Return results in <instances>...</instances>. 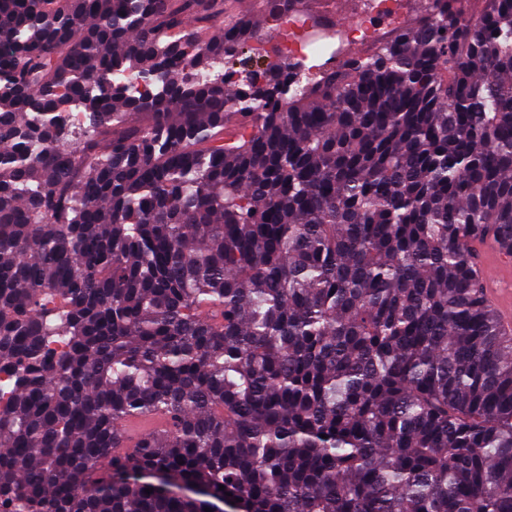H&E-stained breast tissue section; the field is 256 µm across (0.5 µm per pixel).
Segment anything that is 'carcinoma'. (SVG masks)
Here are the masks:
<instances>
[{
	"mask_svg": "<svg viewBox=\"0 0 512 512\" xmlns=\"http://www.w3.org/2000/svg\"><path fill=\"white\" fill-rule=\"evenodd\" d=\"M262 2L0 8V512H512V0ZM330 2L327 10L332 17L338 20L343 28H349L358 23L360 18H364L368 11L367 0H335ZM474 249L486 303L512 334V255L489 240H476ZM168 426V421L161 415H145L131 417L122 425L123 448L128 450L138 443L145 435L158 432Z\"/></svg>",
	"mask_w": 512,
	"mask_h": 512,
	"instance_id": "obj_1",
	"label": "carcinoma"
}]
</instances>
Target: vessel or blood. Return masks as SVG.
<instances>
[{"mask_svg":"<svg viewBox=\"0 0 512 512\" xmlns=\"http://www.w3.org/2000/svg\"><path fill=\"white\" fill-rule=\"evenodd\" d=\"M478 270L487 305L492 308L502 327L512 333V254L488 240H476ZM168 421L161 415H145L127 419L122 425L124 448L130 449L145 435L165 429Z\"/></svg>","mask_w":512,"mask_h":512,"instance_id":"1","label":"vessel or blood"}]
</instances>
